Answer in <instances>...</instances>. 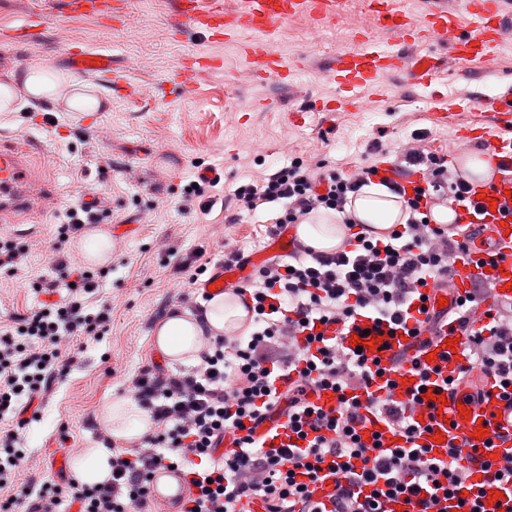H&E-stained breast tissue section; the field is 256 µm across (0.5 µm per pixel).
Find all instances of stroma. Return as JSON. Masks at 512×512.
<instances>
[{
	"mask_svg": "<svg viewBox=\"0 0 512 512\" xmlns=\"http://www.w3.org/2000/svg\"><path fill=\"white\" fill-rule=\"evenodd\" d=\"M171 15L172 0H131L127 21L119 28L56 12L31 47L0 42V80L9 72L23 74L36 59L48 71L66 73L67 53L85 49L111 55L131 83L155 89L147 97H127L97 77L80 76L77 85L109 100L110 111L90 117L54 108L52 99L42 98L0 112V141L20 143L30 134L40 141V150L30 158L33 175L58 198L52 212L17 210L0 217V237L30 248L24 271L0 274V316L26 313L39 300L35 284L59 277L41 242L54 238L78 194L103 198L113 223L138 222L136 237L112 246L104 283V295L112 303L109 331L88 343L79 368L52 384L42 410L23 431L30 457L22 479L26 485L60 481L54 465L58 449L86 452L98 447L104 405L129 398L131 378L158 361L153 330L172 308L174 267L182 253L203 244L209 254H217L224 236L247 255L266 247V227L280 215V203L261 205L230 225L218 204L197 220L177 211L185 185L202 170L222 171L219 187L228 193L258 171L295 158L352 174L362 166L391 161L417 138L431 154L450 156L464 149L475 155L477 145H464L459 133L465 127L492 126L493 118L470 107V100L512 85L509 53L498 57L495 72L470 82L443 75L429 87L406 89L389 79L365 90L363 105L344 98L338 99L337 111H313L315 100L337 98L335 84L318 74L325 58L350 47L363 21L361 0H346L335 23L317 28L311 20L295 19L270 38L271 46L289 60L301 59L309 66L301 95L289 94L278 82L253 79L236 48L224 43L210 47L223 58V68L199 77L184 91L165 78L200 40L191 33L171 38ZM248 100L259 102V109L241 111ZM300 108L307 114L298 126L291 114ZM445 110L450 117L444 121L438 114ZM45 114L51 115L50 124H42ZM163 235L172 245L166 254L155 248Z\"/></svg>",
	"mask_w": 512,
	"mask_h": 512,
	"instance_id": "1",
	"label": "stroma"
}]
</instances>
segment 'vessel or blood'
Instances as JSON below:
<instances>
[{"mask_svg":"<svg viewBox=\"0 0 512 512\" xmlns=\"http://www.w3.org/2000/svg\"><path fill=\"white\" fill-rule=\"evenodd\" d=\"M55 1L37 0L36 5L26 8L18 25L8 39L14 44H29L49 19ZM65 13L71 17H95L121 19L128 0H60ZM342 0H241L239 5L225 6L224 0H175L178 21L176 32L192 31L207 41H224L235 44L251 73L262 80L274 79L285 85L294 84L301 71L300 65L291 64L287 56L273 49L269 37L291 18L310 16L314 26L322 27L333 22L341 8ZM367 13L379 25L393 26L399 31L403 46L398 50L384 48L372 29L362 28L357 43L333 57L326 72L327 78L336 82L339 90L356 92L358 89L378 86L383 79L405 75L417 85H430L440 67H447L450 76L467 78L470 65L480 60L493 65L498 50L512 38V0H464L463 7L472 20L467 32H460L457 15L447 6H431L420 17L409 18L394 8L392 0H365ZM429 39L451 46L447 61L430 56H411L406 46ZM71 71L76 74H93L101 78L123 80V70L113 67L112 58L103 53L87 50L76 51L68 58ZM220 57L204 49L194 50L172 72L171 84L188 88L194 80L207 72L222 68ZM481 110L492 113L493 127L463 129L466 139H478L486 145V155L492 175L475 187V193L467 201L450 203L452 225L470 228H488L491 238L503 249V256L488 270L477 268L466 253H456L451 272L456 294H464L471 288L473 279L487 275L495 288L501 289L512 282V86L503 93L483 95L477 100ZM32 142L26 141L12 147L0 148V210L33 209L45 205L49 193L33 179L26 158L32 153ZM292 232H284L273 238L266 250L253 254L246 264L221 265L211 280L217 285V293L230 294L244 287L253 269L268 257L284 255L291 251ZM460 333L452 337L437 335L432 349L436 360H427L418 354V363L428 364L430 369L440 370L443 376H457L464 363L462 353L451 352L448 341H461ZM481 393L468 400L462 392L445 391L443 399L413 404L412 417L422 418L426 429L420 442L429 447L434 456L446 455L447 444L435 443L436 432L458 434L465 448L482 452H494L498 458L512 456V441L503 440V433L512 432V402L502 396L500 384L493 378L480 380ZM486 428L490 435L476 437L477 428ZM472 495L483 504L482 512H512V491H499L492 497L494 483L483 478L469 480ZM176 497H189L190 484L183 470L165 466L154 470L151 493L162 499L164 492Z\"/></svg>","mask_w":512,"mask_h":512,"instance_id":"b4317fda","label":"vessel or blood"}]
</instances>
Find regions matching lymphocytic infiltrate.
I'll return each mask as SVG.
<instances>
[{
	"label": "lymphocytic infiltrate",
	"instance_id": "obj_1",
	"mask_svg": "<svg viewBox=\"0 0 512 512\" xmlns=\"http://www.w3.org/2000/svg\"><path fill=\"white\" fill-rule=\"evenodd\" d=\"M399 171L418 168L426 187L417 197L404 186L387 182L407 216L405 224L382 238L360 226L348 208L371 183L374 166L354 175L333 168L313 169L296 160L272 173L239 185L232 194L233 215L280 202L281 216L268 229L276 235L293 224L341 214L346 228L342 244L316 250L293 239L288 254L269 258L249 278L245 291L252 331L245 336L207 337L195 365L176 372L148 366L130 381L135 401L152 426L130 448L112 453L110 478L86 485L27 487L22 495L0 501V512H54L62 499L80 502L81 512H155L149 478L153 468L181 466L194 488L181 512H250L258 500L263 512H319L313 485L332 476L331 512H387L392 497H414L419 512H432L439 496L459 498L457 512H479L475 499L462 497L473 468L500 480L512 478V460L500 465L483 452H463L451 436L445 457L430 456L417 444L420 431L405 403L373 393L387 374L379 361L343 346L341 329L366 317L374 326H407L413 302L429 279H448V260L469 249L470 232L460 233L426 220L423 198L463 201L471 183L446 157L411 149L396 161ZM104 209H69L49 251L63 281L42 282L47 301L0 326V490L15 486L29 466L22 451L25 415L43 400L52 382L67 377L82 362L85 343L103 336L112 323V308L101 302L103 274L71 258L65 245L83 225L102 220ZM206 251L196 247L178 261L183 275L174 299L180 310L204 318L211 297L198 280L208 265ZM481 326H473L472 314ZM334 335H327V328ZM456 329L465 338L466 366L451 387H473L472 370L512 384V299L499 298L488 280L474 281L466 297L448 310L427 311L425 331ZM421 330V331H424ZM412 330L419 347H426ZM298 379L278 391V377ZM331 389L340 395L335 415L317 410L309 392ZM368 393L367 401L356 397ZM404 435L405 449H372L361 438L367 416ZM287 417L294 442L278 453L263 451L255 437L267 421ZM230 438L233 452L217 455Z\"/></svg>",
	"mask_w": 512,
	"mask_h": 512
}]
</instances>
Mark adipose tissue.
<instances>
[{"instance_id":"ef3b65f1","label":"adipose tissue","mask_w":512,"mask_h":512,"mask_svg":"<svg viewBox=\"0 0 512 512\" xmlns=\"http://www.w3.org/2000/svg\"><path fill=\"white\" fill-rule=\"evenodd\" d=\"M34 99L51 96L64 101L75 112H93L99 107L96 98L76 89L64 76H48L40 63H33L21 76L8 75L0 82V112L11 111L17 97ZM354 213L360 223L380 233L390 232L401 221V207L394 196L380 186L364 187L354 203ZM247 315L244 306L224 296L208 304L204 319L190 314L174 315L158 324L155 346L167 358L184 361L201 345L207 334H221L239 326ZM102 422L115 442L129 445L144 436L151 426L146 412L133 400H118L102 410Z\"/></svg>"}]
</instances>
